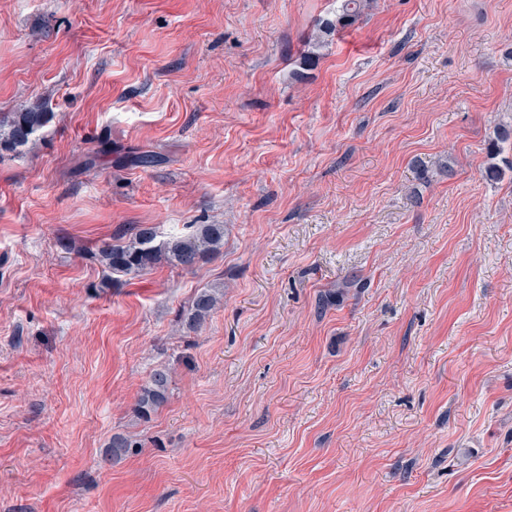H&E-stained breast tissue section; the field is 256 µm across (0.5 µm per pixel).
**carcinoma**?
<instances>
[{
  "label": "carcinoma",
  "instance_id": "obj_1",
  "mask_svg": "<svg viewBox=\"0 0 512 512\" xmlns=\"http://www.w3.org/2000/svg\"><path fill=\"white\" fill-rule=\"evenodd\" d=\"M363 0H344L342 12L336 20L322 22L321 31L327 33L339 27L353 24L361 14ZM52 118V113L41 105L24 109L21 112L0 114V158L6 153L19 154L32 141L34 134ZM224 240V225L206 224L196 232L182 236H171L160 240L156 229L143 227L129 241L118 244H104L98 250L99 262L111 273L141 275L161 262L193 269L206 252L218 249ZM222 295L213 288L201 290L186 319V328L197 329L217 308ZM169 370L166 367L155 369L143 387L135 413L146 419L157 411L168 398ZM136 447L127 437L115 435L106 455L114 461L120 460Z\"/></svg>",
  "mask_w": 512,
  "mask_h": 512
}]
</instances>
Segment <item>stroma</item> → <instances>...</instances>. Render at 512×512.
I'll return each mask as SVG.
<instances>
[{
  "label": "stroma",
  "instance_id": "obj_1",
  "mask_svg": "<svg viewBox=\"0 0 512 512\" xmlns=\"http://www.w3.org/2000/svg\"><path fill=\"white\" fill-rule=\"evenodd\" d=\"M367 3L0 0V512H512V0ZM363 0H344L342 12L336 16V21L326 20L322 22L321 31L324 33L353 24L361 14ZM52 118V112L36 105L22 112L0 114V158L5 153L19 154L32 141L34 134ZM223 240L220 224H206L195 233L163 240L154 227H143L123 244L102 245L98 260L109 272L122 275H141L161 262L191 270L204 253L217 251ZM223 294L213 288L201 290L192 305L191 312L186 319V328L197 329L217 308ZM169 370L166 367L155 369L143 387L138 399L135 413L139 418L146 419L157 411L168 398Z\"/></svg>",
  "mask_w": 512,
  "mask_h": 512
}]
</instances>
